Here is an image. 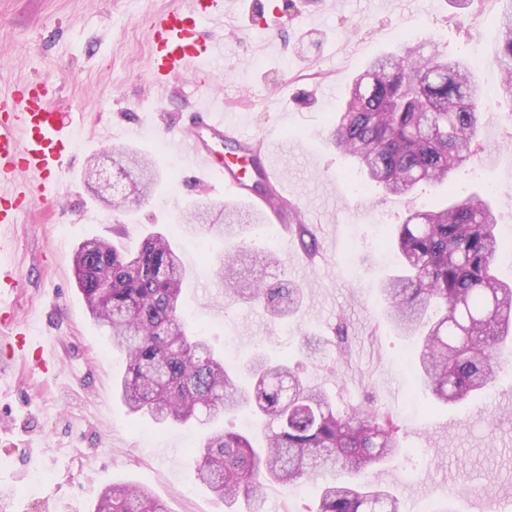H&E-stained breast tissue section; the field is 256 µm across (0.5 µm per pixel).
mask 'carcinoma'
<instances>
[{
    "label": "carcinoma",
    "mask_w": 512,
    "mask_h": 512,
    "mask_svg": "<svg viewBox=\"0 0 512 512\" xmlns=\"http://www.w3.org/2000/svg\"><path fill=\"white\" fill-rule=\"evenodd\" d=\"M499 92L512 98V0H502ZM475 65L414 50L371 60L353 84L344 111L332 119L336 147L357 162L369 180L393 195L418 183H443L477 154L482 92ZM256 179L245 188L292 211L266 179L260 156L250 154ZM113 167L130 179L139 204L155 189L151 165L118 152ZM232 209L197 208L190 224L232 226ZM289 229L310 254L317 249L305 224ZM401 273L380 283L393 328L413 339L418 379L444 405L465 403L494 384L501 348L512 339V283L497 278L493 263L507 246L497 218L477 194L458 195L436 210H415L383 230ZM280 264L267 250L244 245L217 271L233 297L256 300L274 318L295 313L301 288L285 280L253 281L241 288L242 266ZM75 276L93 319L108 329L112 348L125 355L118 382L128 411L153 423L209 426L204 444L192 451L193 479L232 508L262 512V489L312 483L337 468L342 483L320 486L315 512H403L394 493L365 482L369 470L400 452V426L388 411L360 409L302 381L284 359L257 356L244 366L226 362L187 325L179 301L187 270L179 251L161 232L137 250L123 252L100 239L87 241L74 257ZM249 405L264 420L261 436L216 426L224 415ZM95 512H165L140 486L105 490Z\"/></svg>",
    "instance_id": "cac0c4a2"
}]
</instances>
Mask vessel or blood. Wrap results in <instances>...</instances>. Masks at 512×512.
<instances>
[{"instance_id": "obj_1", "label": "vessel or blood", "mask_w": 512, "mask_h": 512, "mask_svg": "<svg viewBox=\"0 0 512 512\" xmlns=\"http://www.w3.org/2000/svg\"><path fill=\"white\" fill-rule=\"evenodd\" d=\"M223 17L224 0H194L191 7H175L155 16L147 66L151 81L165 85L170 75L220 55L222 43L206 39L201 25ZM188 126L196 130V137L174 134L171 143L188 150L202 176L223 182L225 193L245 197L239 159H216L203 139L207 133L220 138L230 132L223 116L205 105ZM75 144L71 124L51 104L44 83L29 82L0 92V327L12 329L21 344L27 329L15 318L12 298L22 281L13 263L4 258L14 241L3 230L34 204L51 199L50 181L61 173L65 152Z\"/></svg>"}]
</instances>
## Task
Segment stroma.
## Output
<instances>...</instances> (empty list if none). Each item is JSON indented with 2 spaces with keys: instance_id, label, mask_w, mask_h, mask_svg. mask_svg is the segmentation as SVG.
<instances>
[{
  "instance_id": "35a3bbf8",
  "label": "stroma",
  "mask_w": 512,
  "mask_h": 512,
  "mask_svg": "<svg viewBox=\"0 0 512 512\" xmlns=\"http://www.w3.org/2000/svg\"><path fill=\"white\" fill-rule=\"evenodd\" d=\"M188 2L0 0V89L38 79L54 106L84 114L50 207H34L9 230L17 248L8 258L23 281L16 318L33 320V341L55 348L49 371L36 373L0 333V362L12 364L0 377V512H93L99 492L119 483L147 488L168 512H225L192 477L189 447L202 445L205 429L161 428L128 413L114 391L125 360L75 282L72 258L84 240L134 247L152 232L179 248L191 273L183 314L216 351L241 363L262 351L289 357L304 381L398 415L402 451L371 478L398 492L406 512H434L452 491L454 512H512V382L499 379L462 407L437 404L418 385L412 344L387 323L378 290L395 268L380 247L382 230L409 211L443 206L449 191L479 193L500 232L512 227V102L488 92L502 78L499 0H417L410 16L370 0H224L223 20L206 26L223 42V57L156 86L145 71L151 19ZM408 48L481 58L474 77L486 90L485 150L455 171L452 187L421 183L393 196L331 143L328 125L365 64ZM204 103L243 133L269 138L282 193L317 239L320 259L311 265L299 240L281 228L268 237L254 209L236 205L240 240L284 261L277 271L248 266L243 283L279 278L303 290L302 308L288 320L233 301L214 274L229 239L183 220V210L224 201L223 185L197 183L187 153L165 137ZM119 148L149 156L158 176L129 214L105 208L100 185L85 177L92 159L111 169L109 153ZM308 334L343 338L342 353L309 358ZM35 466L43 481L31 480Z\"/></svg>"
}]
</instances>
